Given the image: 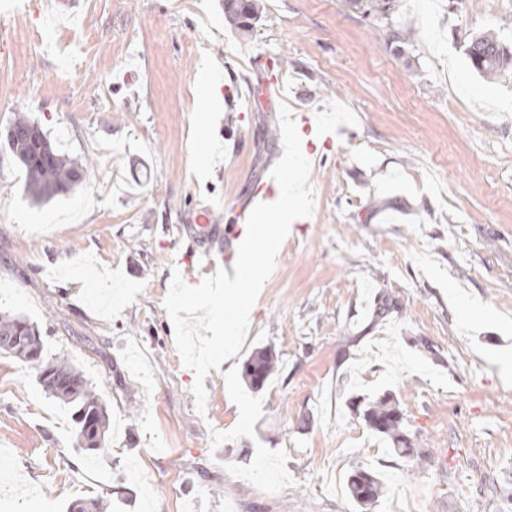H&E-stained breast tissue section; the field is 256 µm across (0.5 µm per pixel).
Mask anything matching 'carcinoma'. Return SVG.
<instances>
[{"label":"carcinoma","mask_w":512,"mask_h":512,"mask_svg":"<svg viewBox=\"0 0 512 512\" xmlns=\"http://www.w3.org/2000/svg\"><path fill=\"white\" fill-rule=\"evenodd\" d=\"M259 11L256 0H224L225 19L242 34L253 30ZM466 57L473 70L486 78L495 77L512 65V53L505 50L493 31L472 39ZM8 128L32 134L30 138L7 140L12 156L26 172V192L32 203H46L82 182V171L90 166V161L80 162L60 153L25 112H18ZM0 351L34 366L45 392L72 407L80 445L89 450L104 447L108 415L99 395L67 358L62 355L44 357L43 342L28 320L21 316H0ZM251 362L268 375L277 371V359L268 351L256 353ZM363 418L371 430L391 443L396 455L413 457L400 410L390 398L369 402L363 410ZM348 490L353 500L366 510L383 496L381 480L364 471L349 477ZM108 508V501L100 497L82 504L74 502L68 506V512H107Z\"/></svg>","instance_id":"1"}]
</instances>
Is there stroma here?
<instances>
[{"label":"stroma","mask_w":512,"mask_h":512,"mask_svg":"<svg viewBox=\"0 0 512 512\" xmlns=\"http://www.w3.org/2000/svg\"><path fill=\"white\" fill-rule=\"evenodd\" d=\"M251 37L224 0H39L0 29V314L33 323L108 413L106 445L80 448L72 412L36 369L0 353V512H359L358 469L379 475L372 512H512V71L473 72L471 37L512 51V0H259ZM414 28V41H393ZM223 53L217 97L287 56L288 102L344 132L311 181L249 316L233 374L210 370L205 413L165 310L191 217L235 221L278 146L272 111L241 97L242 129H197L202 68ZM25 111L85 184L35 206L6 141ZM260 348L279 371L251 389ZM398 405L414 455L363 419Z\"/></svg>","instance_id":"35a3bbf8"}]
</instances>
